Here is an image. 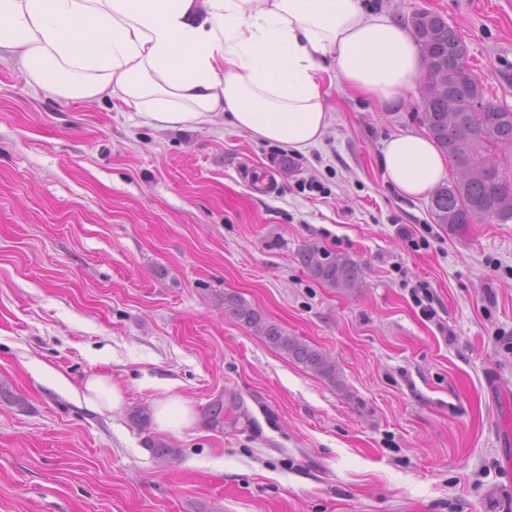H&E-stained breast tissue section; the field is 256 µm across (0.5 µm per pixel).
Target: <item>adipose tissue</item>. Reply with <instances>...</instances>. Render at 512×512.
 <instances>
[{"label":"adipose tissue","mask_w":512,"mask_h":512,"mask_svg":"<svg viewBox=\"0 0 512 512\" xmlns=\"http://www.w3.org/2000/svg\"><path fill=\"white\" fill-rule=\"evenodd\" d=\"M0 47L31 84L62 98L116 99L166 129L220 119L301 153L331 123L324 79L396 112L423 73L410 29L363 0H0ZM379 164L401 194L418 197L448 160L426 135L401 131ZM75 396L96 413L126 404L105 374L88 375ZM152 421L177 434L198 415L168 395Z\"/></svg>","instance_id":"obj_1"}]
</instances>
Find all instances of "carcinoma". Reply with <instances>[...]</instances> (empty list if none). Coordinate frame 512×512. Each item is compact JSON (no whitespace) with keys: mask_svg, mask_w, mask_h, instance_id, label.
Returning <instances> with one entry per match:
<instances>
[{"mask_svg":"<svg viewBox=\"0 0 512 512\" xmlns=\"http://www.w3.org/2000/svg\"><path fill=\"white\" fill-rule=\"evenodd\" d=\"M425 60L421 124L430 138L447 155L456 177L437 186L431 195V214L435 223L453 232L466 224L512 221V157L497 156L500 149H512V112L486 104L477 112L473 100L483 97L477 77L459 81L451 76L436 93L433 82L442 56L448 50L467 53L461 35L439 14H428L424 33L416 35ZM300 263L310 275L330 288L353 292L363 284L361 264L341 253L317 245H306L299 252ZM224 310L245 329L265 338L316 376L339 391L346 390L336 362L325 352L290 336L262 311L236 295L224 296ZM145 446L159 458L176 449L163 440L149 437Z\"/></svg>","mask_w":512,"mask_h":512,"instance_id":"cac0c4a2","label":"carcinoma"}]
</instances>
